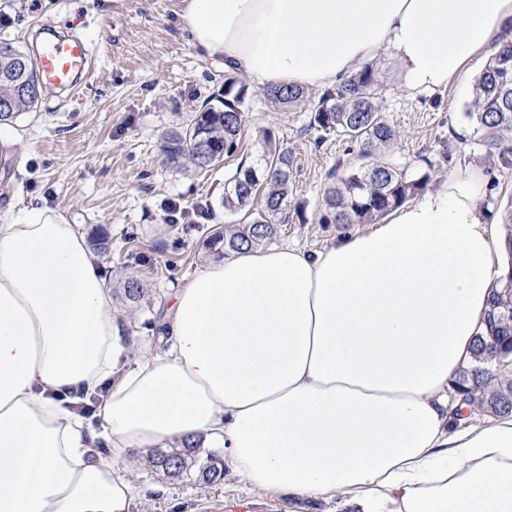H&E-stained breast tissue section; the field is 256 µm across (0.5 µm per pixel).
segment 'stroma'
<instances>
[{
  "label": "stroma",
  "mask_w": 512,
  "mask_h": 512,
  "mask_svg": "<svg viewBox=\"0 0 512 512\" xmlns=\"http://www.w3.org/2000/svg\"><path fill=\"white\" fill-rule=\"evenodd\" d=\"M182 5L183 0H0V15L13 19L0 25V38L28 49L41 25L61 22L97 49L96 75L80 94H42L36 111L6 122L18 141L0 145V207L60 210L89 237L97 228L106 230L110 250L97 259L110 276L114 306L137 353L158 347L156 326L174 288L216 260L207 245L210 230L243 222V213L222 205L224 182L238 165L255 162L259 130L272 129L293 155L288 203L272 246L319 249L337 235L360 230L334 223L326 202L337 176L359 166L356 150L312 127L307 104L276 105L246 76L237 78L247 88L238 152L204 169L169 157L168 135L189 125L204 102L224 97L223 71L199 57L180 25ZM374 64L384 78L386 116L398 132L395 160L433 178L481 165L490 180L483 205L506 215L512 164L486 151L467 117L474 77L443 92L410 94L399 87L388 55ZM172 198L187 209L208 205V218L167 223L164 204ZM131 279L144 286L140 301L125 296ZM131 458L144 480L163 487L133 512H173L176 503L184 512H224L228 503L243 505L245 512L295 509L287 498L257 496L229 473L213 484L195 473L168 478L153 467L151 454L135 451Z\"/></svg>",
  "instance_id": "stroma-1"
}]
</instances>
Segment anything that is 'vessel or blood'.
I'll list each match as a JSON object with an SVG mask.
<instances>
[{
	"label": "vessel or blood",
	"instance_id": "b4317fda",
	"mask_svg": "<svg viewBox=\"0 0 512 512\" xmlns=\"http://www.w3.org/2000/svg\"><path fill=\"white\" fill-rule=\"evenodd\" d=\"M95 55V48L80 36L62 37L52 32L46 33L36 56L41 84L78 92L94 76Z\"/></svg>",
	"mask_w": 512,
	"mask_h": 512
}]
</instances>
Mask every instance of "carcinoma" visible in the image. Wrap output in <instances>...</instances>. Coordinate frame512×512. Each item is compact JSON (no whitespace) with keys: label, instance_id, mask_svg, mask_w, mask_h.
Returning a JSON list of instances; mask_svg holds the SVG:
<instances>
[{"label":"carcinoma","instance_id":"obj_1","mask_svg":"<svg viewBox=\"0 0 512 512\" xmlns=\"http://www.w3.org/2000/svg\"><path fill=\"white\" fill-rule=\"evenodd\" d=\"M384 84L379 72L366 64L338 87L327 90L312 108L311 124L326 134L351 143L364 160L359 170L348 174L341 185L330 189L327 203L334 210L335 224H377L393 209L428 186L429 176H416L407 166L386 158L397 133L383 108ZM246 88L224 79L222 107L204 105L183 132L168 140L167 152L174 158H188L200 168L238 152L241 140V106ZM266 96L272 103L289 107L306 101L301 87L270 86ZM40 83L30 53L0 40V122L35 106ZM477 130L485 132L483 145L490 152L500 146L503 132L512 133V44L496 52L475 81L471 111L467 113ZM261 154L256 166L240 167L224 184V209L245 210L249 221L230 230L209 235L208 245L219 253L259 246L275 234V219L283 214L290 189L292 157L270 129L260 132ZM460 372L454 388L463 397L462 405L488 416L512 413V400L489 405L487 396L512 394V371L506 369L491 382L472 371ZM153 466L173 478L191 473L196 466V446L155 451ZM203 481L224 478V464L216 461L199 467Z\"/></svg>","mask_w":512,"mask_h":512}]
</instances>
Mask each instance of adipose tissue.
Here are the masks:
<instances>
[{
	"label": "adipose tissue",
	"instance_id": "obj_1",
	"mask_svg": "<svg viewBox=\"0 0 512 512\" xmlns=\"http://www.w3.org/2000/svg\"><path fill=\"white\" fill-rule=\"evenodd\" d=\"M180 21L260 86H334L386 53L402 89L443 91L512 42V0H185ZM486 189L473 166L323 248L205 264L131 365L79 225L0 210V512H132L130 451L187 439L334 512H512V414L451 400L512 271Z\"/></svg>",
	"mask_w": 512,
	"mask_h": 512
}]
</instances>
